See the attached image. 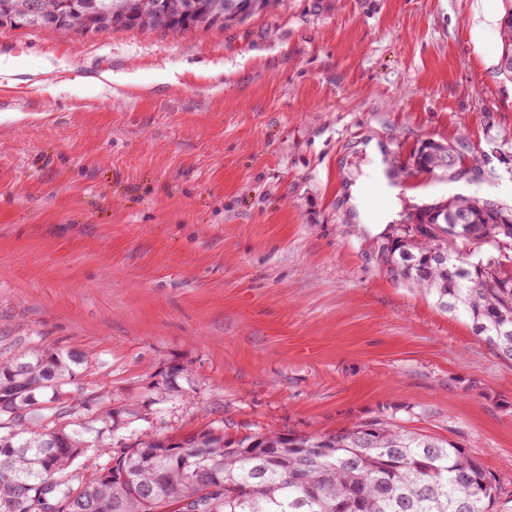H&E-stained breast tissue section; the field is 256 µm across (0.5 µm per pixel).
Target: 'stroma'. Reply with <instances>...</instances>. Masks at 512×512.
I'll use <instances>...</instances> for the list:
<instances>
[{
    "label": "stroma",
    "instance_id": "1",
    "mask_svg": "<svg viewBox=\"0 0 512 512\" xmlns=\"http://www.w3.org/2000/svg\"><path fill=\"white\" fill-rule=\"evenodd\" d=\"M472 6L281 0L185 35L0 27V56L61 61L0 80V354L78 350L68 405L132 409L163 437L389 419L468 448L492 512H512V363L394 282L387 226L345 207L372 136L400 172L396 214L512 187V80ZM425 138L460 172L408 169Z\"/></svg>",
    "mask_w": 512,
    "mask_h": 512
}]
</instances>
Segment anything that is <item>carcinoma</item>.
Instances as JSON below:
<instances>
[{"instance_id": "1", "label": "carcinoma", "mask_w": 512, "mask_h": 512, "mask_svg": "<svg viewBox=\"0 0 512 512\" xmlns=\"http://www.w3.org/2000/svg\"><path fill=\"white\" fill-rule=\"evenodd\" d=\"M71 2L0 0V27L186 34L232 27L278 0H178L183 10L160 28L152 23L158 0ZM500 39V57H512V6ZM490 202L456 193L414 209L395 225L383 261L394 280L465 317L512 362V235L488 223ZM457 210L470 223L451 237L443 224ZM81 364L74 349L0 356V512H177L198 494L200 512H490L497 497L494 480L466 449L381 418L322 435L233 439L218 426L176 445L128 429L109 406L81 419L62 401ZM109 450V464L83 471Z\"/></svg>"}]
</instances>
